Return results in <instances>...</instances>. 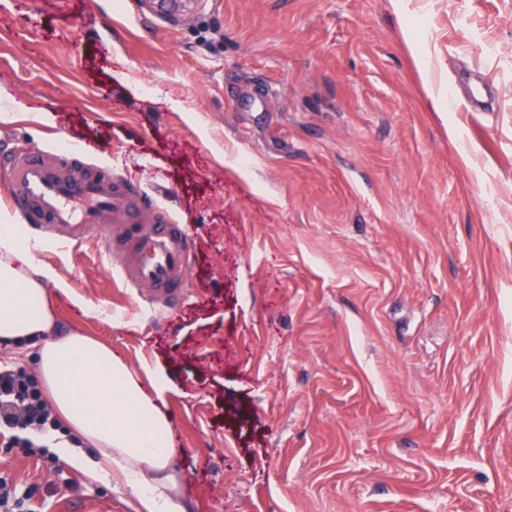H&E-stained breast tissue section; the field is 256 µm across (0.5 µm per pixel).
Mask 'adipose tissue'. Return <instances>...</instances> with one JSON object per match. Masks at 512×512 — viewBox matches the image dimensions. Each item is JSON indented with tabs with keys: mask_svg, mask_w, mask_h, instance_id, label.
<instances>
[{
	"mask_svg": "<svg viewBox=\"0 0 512 512\" xmlns=\"http://www.w3.org/2000/svg\"><path fill=\"white\" fill-rule=\"evenodd\" d=\"M58 277L35 263L13 218L0 217V342L32 358L44 397L68 439L53 447L75 458V442L94 448L92 476L128 488L138 512H190L181 491L171 432V383L158 364L131 367L81 331L60 333L52 304Z\"/></svg>",
	"mask_w": 512,
	"mask_h": 512,
	"instance_id": "obj_1",
	"label": "adipose tissue"
}]
</instances>
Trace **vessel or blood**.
<instances>
[{"label": "vessel or blood", "mask_w": 512, "mask_h": 512, "mask_svg": "<svg viewBox=\"0 0 512 512\" xmlns=\"http://www.w3.org/2000/svg\"><path fill=\"white\" fill-rule=\"evenodd\" d=\"M11 204L26 212L32 242L79 245L98 237L124 283L147 303L168 308L184 295L194 242L160 204L108 168L75 153L29 151L9 162Z\"/></svg>", "instance_id": "obj_1"}]
</instances>
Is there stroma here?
Returning <instances> with one entry per match:
<instances>
[{
	"mask_svg": "<svg viewBox=\"0 0 512 512\" xmlns=\"http://www.w3.org/2000/svg\"><path fill=\"white\" fill-rule=\"evenodd\" d=\"M1 109L0 159L78 150L194 241L170 316L97 242L31 252L113 314L59 293L61 331L165 366L192 512H512V0H0ZM0 477L133 512L2 436Z\"/></svg>",
	"mask_w": 512,
	"mask_h": 512,
	"instance_id": "1",
	"label": "stroma"
}]
</instances>
